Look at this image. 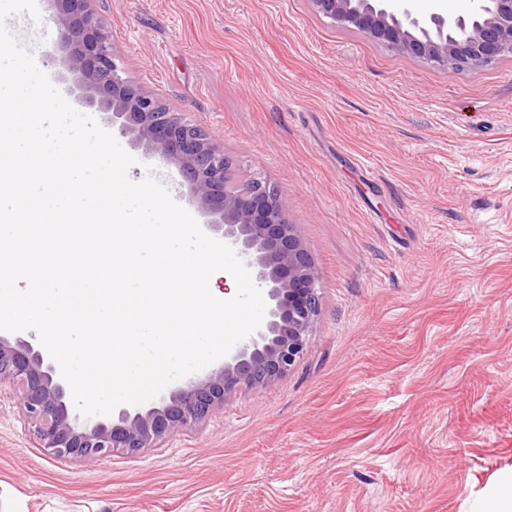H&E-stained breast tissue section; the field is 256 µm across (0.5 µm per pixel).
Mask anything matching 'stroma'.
Masks as SVG:
<instances>
[{
	"mask_svg": "<svg viewBox=\"0 0 512 512\" xmlns=\"http://www.w3.org/2000/svg\"><path fill=\"white\" fill-rule=\"evenodd\" d=\"M123 77L224 145L233 186L288 203L321 309L292 371L207 424L94 466L47 458L0 397V512H472L512 471V58L447 72L309 0H95ZM30 32L71 106L159 174Z\"/></svg>",
	"mask_w": 512,
	"mask_h": 512,
	"instance_id": "35a3bbf8",
	"label": "stroma"
}]
</instances>
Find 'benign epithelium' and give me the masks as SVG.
I'll list each match as a JSON object with an SVG mask.
<instances>
[{
    "mask_svg": "<svg viewBox=\"0 0 512 512\" xmlns=\"http://www.w3.org/2000/svg\"><path fill=\"white\" fill-rule=\"evenodd\" d=\"M338 27L351 28L395 53L450 71L479 72L512 57V0H472L456 17L415 12L395 0H310ZM69 68L84 100L112 112L144 155L175 165L209 226L224 233L252 280L266 290L259 328L235 345L224 363L187 378L147 409L85 417L78 412L58 365L32 343L0 336V391L16 390L37 447L57 460L94 465L115 453L158 448L172 436L206 424L224 399L285 377L302 357L319 314L318 277L281 192L256 181L229 185L224 145L187 122L160 97L122 77L109 32L93 0H56Z\"/></svg>",
    "mask_w": 512,
    "mask_h": 512,
    "instance_id": "7a95c632",
    "label": "benign epithelium"
}]
</instances>
